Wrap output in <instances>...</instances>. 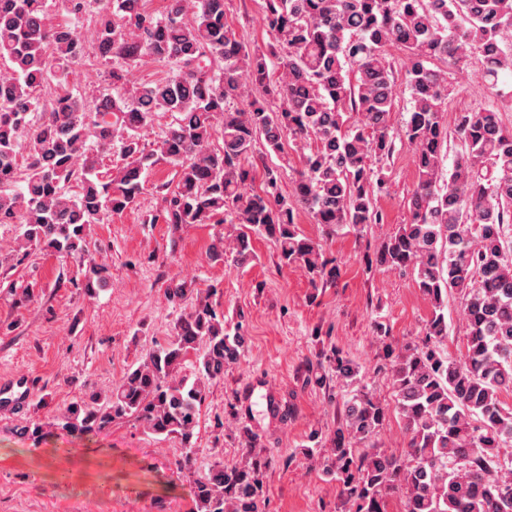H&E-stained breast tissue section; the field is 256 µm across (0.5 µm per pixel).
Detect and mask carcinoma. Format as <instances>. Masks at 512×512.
<instances>
[{
	"label": "carcinoma",
	"mask_w": 512,
	"mask_h": 512,
	"mask_svg": "<svg viewBox=\"0 0 512 512\" xmlns=\"http://www.w3.org/2000/svg\"><path fill=\"white\" fill-rule=\"evenodd\" d=\"M146 2L68 0L74 16L95 17L87 37L48 24L49 0H0V224L19 226L12 265L34 251L74 259L86 264L83 288L95 294L106 268L87 248L91 226L137 206L145 174L163 161L176 178L173 187L157 186L165 223L236 227L214 235L211 263L246 265L253 236L265 235L277 243L280 265L314 285L333 281L339 267L300 230L297 209L325 238L382 223L373 200L399 142L416 168L409 221L384 239L375 264L413 271L430 307L423 339L390 368L405 448H378L388 410L338 351L336 376L352 390L328 472L349 512H387L394 496L403 512H512V464L500 460V449L512 447V410L501 401L512 388V128L493 108L458 113L462 149L444 169L448 77L431 67H456L476 53L485 82L497 86L512 71L504 41L512 0H265L270 41L253 46L227 22L224 0H166L161 17ZM389 47L403 53L412 96L397 136ZM90 55L123 94L73 93L74 67ZM146 59L171 65L174 75L127 86L126 67ZM258 88L264 97L252 96ZM167 113L171 122L146 142ZM288 143L302 164L291 198L280 191L283 166L266 163ZM115 147L126 163L104 176L102 156ZM450 290L463 300L468 329L459 360L441 349ZM210 295L110 392L66 407L58 426L101 433L132 418L190 444L209 384L246 342L242 323L229 333ZM191 354L192 376L178 375ZM245 442V465L215 466L195 483V512H259L267 461L253 435Z\"/></svg>",
	"instance_id": "obj_1"
}]
</instances>
